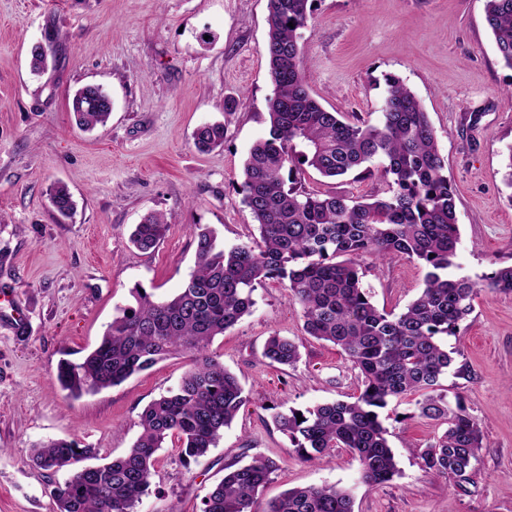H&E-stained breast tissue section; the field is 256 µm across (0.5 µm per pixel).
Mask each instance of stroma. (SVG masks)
<instances>
[{"label":"stroma","instance_id":"obj_1","mask_svg":"<svg viewBox=\"0 0 512 512\" xmlns=\"http://www.w3.org/2000/svg\"><path fill=\"white\" fill-rule=\"evenodd\" d=\"M485 0H312L303 32L311 95L347 119L379 123L384 77H400L421 100L445 157L457 202V274L478 280L512 265V189L505 186L512 144V69L498 59L484 19ZM267 0H0V512H55L51 473L31 459L34 444L75 439L98 463L123 456L140 434L139 415L191 368L169 355L123 384L75 398L57 381L61 359H81L131 303L135 284L174 295L194 267L190 227L215 229L232 245L257 240L242 203L243 166L268 131L274 93L266 56ZM43 46L47 67L30 69ZM87 85L112 98L106 127L82 130L70 104ZM223 123L224 144L194 145L196 129ZM308 192L383 198L380 176L297 175ZM64 183L76 202L59 221L48 189ZM168 231L142 252L129 235L144 215ZM372 303L401 312L420 294L427 269L416 261L362 262ZM249 315L210 351L235 373L243 406L217 447L183 465L177 444L156 454L135 512H202L203 499L231 464L271 459L276 469L254 508L285 491L355 485V512H512V293L480 291L472 313L446 345L458 374L443 378L461 394L483 432L473 483L424 471L419 448L443 425L414 416L409 401L380 418L400 474L379 487L356 485L348 449L328 462L301 458L275 426L274 413L357 395L361 375L331 343L303 329L298 304L275 280L253 293ZM295 340V366L269 363L268 336Z\"/></svg>","mask_w":512,"mask_h":512}]
</instances>
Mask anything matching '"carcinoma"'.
<instances>
[{
    "mask_svg": "<svg viewBox=\"0 0 512 512\" xmlns=\"http://www.w3.org/2000/svg\"><path fill=\"white\" fill-rule=\"evenodd\" d=\"M267 8L266 55L275 86L267 104L269 131L250 148L241 185L259 240L226 246L215 230L192 225L196 261L180 290L157 299L136 284L130 291L134 303L118 308L97 346L79 363L61 361L57 378L72 396L118 386L171 354L190 355L192 367L143 409L141 433L125 455L78 469L54 485L56 512H134L167 439L177 440L186 464L217 446L249 396L239 378L208 354L209 346L251 313L253 292L266 280L284 284L302 308L307 334L339 347L362 375L363 388L351 401L274 415L302 458L322 463L332 449L346 448L358 457L363 483L393 481L399 468L379 410L417 394L415 413L446 425L419 450L423 468L459 483L475 474L483 434L461 398L452 405L441 392L454 363L442 337L456 335L479 289L512 292V266L479 283L452 271L459 241L454 191L428 114L404 82L384 76L379 124L342 120L306 87L299 41L311 0H267ZM485 23L498 57L512 69V0H485ZM71 109L82 129L93 130L107 125L112 100L102 87L88 85L73 95ZM194 144L202 151L223 146L224 125H202ZM376 164L392 195L371 202L310 193L295 177L305 166L324 178L357 170L370 176ZM49 197L59 215L74 212L67 186L51 185ZM166 230L161 215L149 214L130 240L148 251ZM364 256L425 264L430 271L421 294L398 314L378 309L362 286ZM264 356L292 366L299 351L292 340L274 334ZM94 456L95 449L75 439L50 440L34 445L31 459L56 472ZM274 470L265 458L225 468L202 512H254ZM353 506L352 489L327 484L291 489L268 502L265 512H354Z\"/></svg>",
    "mask_w": 512,
    "mask_h": 512,
    "instance_id": "1",
    "label": "carcinoma"
}]
</instances>
